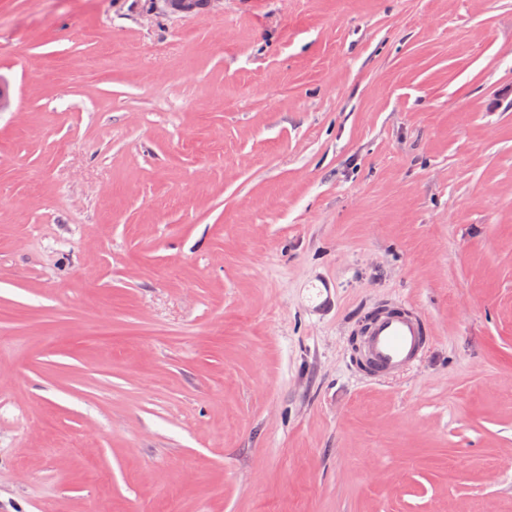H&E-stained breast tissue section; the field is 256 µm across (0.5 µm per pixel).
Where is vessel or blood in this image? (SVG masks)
I'll list each match as a JSON object with an SVG mask.
<instances>
[{"label": "vessel or blood", "instance_id": "1", "mask_svg": "<svg viewBox=\"0 0 512 512\" xmlns=\"http://www.w3.org/2000/svg\"><path fill=\"white\" fill-rule=\"evenodd\" d=\"M365 376L378 380L409 367L423 355L430 332L416 306L397 302L378 308L362 332Z\"/></svg>", "mask_w": 512, "mask_h": 512}]
</instances>
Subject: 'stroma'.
I'll use <instances>...</instances> for the list:
<instances>
[{
	"instance_id": "1",
	"label": "stroma",
	"mask_w": 512,
	"mask_h": 512,
	"mask_svg": "<svg viewBox=\"0 0 512 512\" xmlns=\"http://www.w3.org/2000/svg\"><path fill=\"white\" fill-rule=\"evenodd\" d=\"M0 87V512H512V0H0ZM372 312L370 319L360 328L362 350L368 366L361 371L368 378L379 380L418 361L430 341V332L426 318L412 304L400 301Z\"/></svg>"
}]
</instances>
